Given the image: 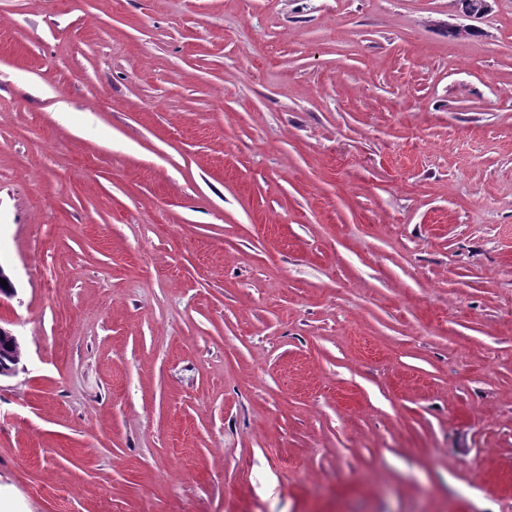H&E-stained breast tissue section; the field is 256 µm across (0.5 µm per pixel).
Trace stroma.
<instances>
[{"instance_id": "35a3bbf8", "label": "stroma", "mask_w": 512, "mask_h": 512, "mask_svg": "<svg viewBox=\"0 0 512 512\" xmlns=\"http://www.w3.org/2000/svg\"><path fill=\"white\" fill-rule=\"evenodd\" d=\"M0 0V512H512V0ZM15 338L17 339V336H15ZM1 349L10 352V356L2 357ZM20 361V340L17 339V341L14 342L13 339L0 333V377L9 376L12 370L16 368L17 365L20 363Z\"/></svg>"}]
</instances>
